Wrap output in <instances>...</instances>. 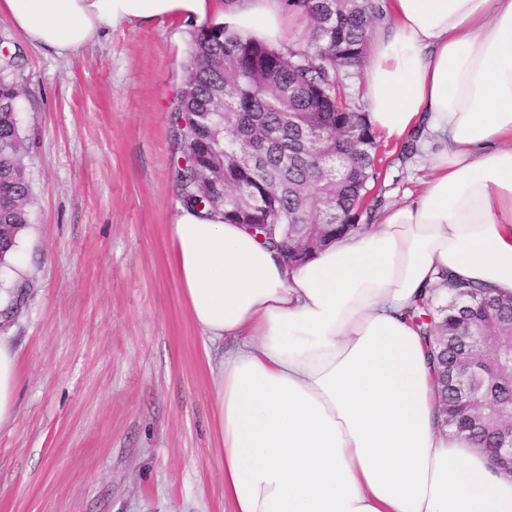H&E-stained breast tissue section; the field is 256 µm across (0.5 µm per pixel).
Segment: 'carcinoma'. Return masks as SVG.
I'll return each instance as SVG.
<instances>
[{
	"label": "carcinoma",
	"mask_w": 512,
	"mask_h": 512,
	"mask_svg": "<svg viewBox=\"0 0 512 512\" xmlns=\"http://www.w3.org/2000/svg\"><path fill=\"white\" fill-rule=\"evenodd\" d=\"M287 9L308 21L302 42L273 47L247 38L224 25L198 33L185 65L184 88L171 110L176 158L174 184L183 206L224 208V221L263 224L254 232L272 249L287 250L293 266L311 253L361 230L367 185L376 174L379 144L365 113L343 101L340 75L368 66L369 30L384 17L381 0H284ZM18 53L0 55V100L18 103L15 73ZM321 136L318 150L308 135ZM24 140L17 111H0V186L14 196L0 211V268L16 247L17 236L30 224L29 183L22 164ZM353 156L329 184L321 177L318 155ZM224 182V195L214 183ZM330 197L334 215L323 216L316 197ZM452 295L432 306L422 298L408 318L430 338L440 367L454 360L460 344L439 336L462 334L458 303L467 302L468 321L501 336L512 322V300L504 302L488 286L461 285L441 275ZM490 298L496 308L480 302ZM491 391L512 402V378L495 372ZM447 422L470 434L478 448L493 447L494 426L473 425L470 412L443 386Z\"/></svg>",
	"instance_id": "obj_1"
}]
</instances>
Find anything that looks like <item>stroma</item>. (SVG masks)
I'll list each match as a JSON object with an SVG mask.
<instances>
[{
    "instance_id": "stroma-1",
    "label": "stroma",
    "mask_w": 512,
    "mask_h": 512,
    "mask_svg": "<svg viewBox=\"0 0 512 512\" xmlns=\"http://www.w3.org/2000/svg\"><path fill=\"white\" fill-rule=\"evenodd\" d=\"M192 31L121 23L61 58L0 17L20 49L30 231L18 352L0 428V512H224L212 382L171 260L170 108ZM359 222L419 194L422 153L383 142Z\"/></svg>"
}]
</instances>
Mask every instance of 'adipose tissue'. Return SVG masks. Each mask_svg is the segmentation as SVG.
I'll use <instances>...</instances> for the list:
<instances>
[{
  "instance_id": "obj_1",
  "label": "adipose tissue",
  "mask_w": 512,
  "mask_h": 512,
  "mask_svg": "<svg viewBox=\"0 0 512 512\" xmlns=\"http://www.w3.org/2000/svg\"><path fill=\"white\" fill-rule=\"evenodd\" d=\"M367 121L416 140L431 176L371 230L290 266L223 208L169 227L204 341L224 512H512V472L442 424L430 342L407 318L440 272L512 296V0H387ZM65 57L122 22L176 17L285 39L282 0H0ZM18 354L0 335V426Z\"/></svg>"
}]
</instances>
